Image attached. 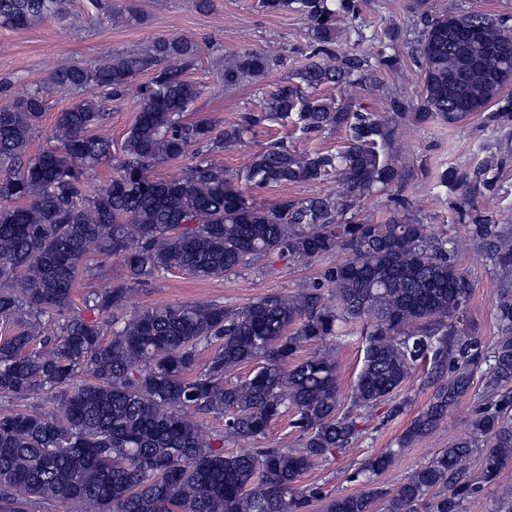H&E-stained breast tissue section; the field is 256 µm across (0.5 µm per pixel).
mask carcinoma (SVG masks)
Here are the masks:
<instances>
[{
	"label": "carcinoma",
	"instance_id": "carcinoma-1",
	"mask_svg": "<svg viewBox=\"0 0 512 512\" xmlns=\"http://www.w3.org/2000/svg\"><path fill=\"white\" fill-rule=\"evenodd\" d=\"M65 3L0 0V23L23 27L35 17H58ZM262 7L300 13L317 43L315 60L298 82L281 83L263 111L217 134L209 122L184 120L201 89L183 76V64L199 53L183 37L54 73L61 90L92 86L119 100L136 75L154 72L119 157L109 141L87 135L104 120L94 97L59 112L50 145L35 156L29 145L45 111L43 91L0 105V318L16 320L12 334L0 336V399L42 401L0 414L3 512L19 494L73 502L81 512H304L300 476L346 449L360 433L354 412L386 399L420 360L430 362L435 390L400 447L439 424L469 392L471 367L484 362L488 394L469 434L396 488L331 496L326 512H373L384 497L388 512H464L480 484L497 483L512 461V229L495 221L472 228V241L504 284L496 304L501 336L485 353L461 328L471 289L455 260L456 242L401 213L380 224L352 213V199L402 180L400 168L381 156L394 136L389 120L306 94L325 84L361 85L368 58L330 49L336 21L355 15V0H262ZM418 52L419 119L451 126L492 108L512 112V97L503 95L512 82L503 78L512 66L511 27L478 12L428 17ZM272 65L267 55L229 52L224 85ZM292 116L310 133L347 128L345 145L309 153L274 145L253 156L244 180L267 187L334 174L343 193L267 207L238 188L217 156L264 122ZM192 144L203 150L184 176L150 175ZM101 164L114 174L87 195L85 170ZM336 251L345 259L291 296L237 309L185 303L113 317L133 286L172 270L222 277L274 253L312 261ZM114 258L127 281L88 289L77 307V280L97 278ZM46 314L61 318L50 340L39 335ZM353 321L364 324L367 344L350 409L342 412L331 355L288 362ZM206 350L209 360L197 373ZM245 363L256 364L250 378L226 379ZM191 411L224 418V432L203 437ZM289 411L299 447L224 452V438L259 439ZM478 450L479 483L466 465ZM396 454L367 458L356 477L373 483Z\"/></svg>",
	"mask_w": 512,
	"mask_h": 512
}]
</instances>
